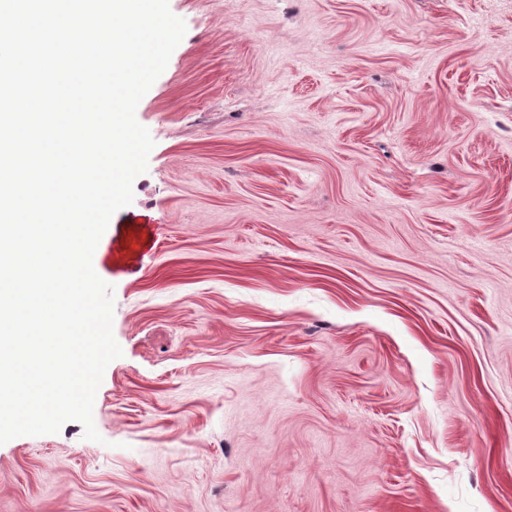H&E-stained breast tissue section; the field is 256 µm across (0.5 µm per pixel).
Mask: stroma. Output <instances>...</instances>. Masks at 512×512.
<instances>
[{"label":"stroma","instance_id":"obj_1","mask_svg":"<svg viewBox=\"0 0 512 512\" xmlns=\"http://www.w3.org/2000/svg\"><path fill=\"white\" fill-rule=\"evenodd\" d=\"M93 419L0 512H512V0H169Z\"/></svg>","mask_w":512,"mask_h":512}]
</instances>
